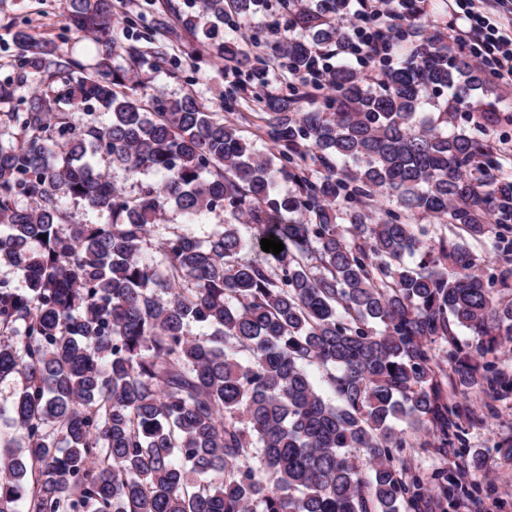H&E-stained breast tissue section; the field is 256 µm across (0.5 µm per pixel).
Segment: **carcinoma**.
Masks as SVG:
<instances>
[{
	"mask_svg": "<svg viewBox=\"0 0 512 512\" xmlns=\"http://www.w3.org/2000/svg\"><path fill=\"white\" fill-rule=\"evenodd\" d=\"M295 2L282 8L296 27L346 46L338 19L350 0L299 13ZM254 5L199 0L181 24L261 89L263 60L218 39L228 13L246 20ZM411 26L417 40L379 78L337 66L321 106L258 96L263 151L194 95L133 81L141 51L115 36L112 0H67L66 30L91 39V64L14 32L16 68L47 87L0 146V266L26 281L0 280V381L20 382L0 405L13 430L0 434V512H433L467 492L445 472L425 500L400 454L448 447L457 411L445 387H508L485 358L512 341V299H495L471 248L501 226L494 150L480 136L499 115L472 96L490 76L433 23ZM311 48L289 40L288 68L306 71ZM152 55L154 72L175 73L165 45ZM66 106L101 118L77 125ZM461 108L477 114L473 127L455 125ZM99 155L154 180L129 196ZM279 177L295 192L279 193ZM69 200L108 222H72ZM170 204L190 223L218 209L230 219L204 240L173 227L154 242ZM427 216L453 237L422 240ZM272 236L277 255L261 248ZM192 323L208 333L188 335Z\"/></svg>",
	"mask_w": 512,
	"mask_h": 512,
	"instance_id": "obj_1",
	"label": "carcinoma"
}]
</instances>
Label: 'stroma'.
Returning a JSON list of instances; mask_svg holds the SVG:
<instances>
[{
	"label": "stroma",
	"instance_id": "35a3bbf8",
	"mask_svg": "<svg viewBox=\"0 0 512 512\" xmlns=\"http://www.w3.org/2000/svg\"><path fill=\"white\" fill-rule=\"evenodd\" d=\"M114 30L119 38L127 34L138 37L137 46L143 55H150L152 45L143 34L150 29L164 0H112ZM67 0H0V81L13 82L15 97L0 103V144L13 141L16 128L11 113L23 111L25 101L41 89L43 76L36 71L18 73L13 66L17 47L13 40L16 29L27 30L36 38L50 41L57 53H70L74 33L65 30ZM285 12L280 0H259L252 23L246 32L244 46L254 49L276 40V24L283 22ZM173 56L178 64L174 77L153 73L149 64L139 68L141 78L147 79L150 89L176 98L193 93L211 112L240 127L243 136L255 149H264L260 128L261 114L255 106L252 87L243 86L238 77L227 74L223 64L212 57L210 44L199 34L185 30L173 22ZM476 99L498 112V121L487 130L489 141L498 144L497 157L504 168H512V89L494 87L492 92L476 91ZM224 211L208 214L202 221L189 224L176 207H166L160 221L152 228V237L165 235L169 228L178 227L193 237L203 239L224 224ZM496 370L509 381L510 387L487 393H459L453 397L461 413L458 421V441L444 452H423L405 449L402 457L411 469L425 477L424 491L434 490L433 477L442 470L463 467L468 456L479 455L481 469L469 471L464 484L470 488L471 501L481 504L484 512H512V450L504 440L512 439V349L503 347L492 357Z\"/></svg>",
	"mask_w": 512,
	"mask_h": 512
}]
</instances>
